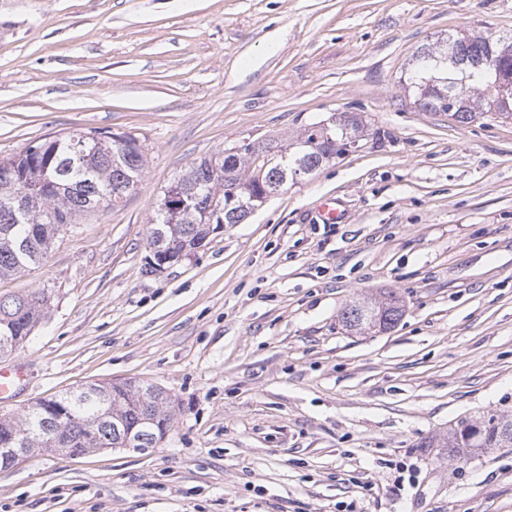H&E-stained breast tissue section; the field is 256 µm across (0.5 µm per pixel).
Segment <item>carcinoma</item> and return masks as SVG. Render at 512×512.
<instances>
[{"mask_svg": "<svg viewBox=\"0 0 512 512\" xmlns=\"http://www.w3.org/2000/svg\"><path fill=\"white\" fill-rule=\"evenodd\" d=\"M448 42L461 60L480 62L493 56L500 58L504 67H512V34L494 38L489 33L450 35ZM419 54L423 61L411 67L407 87L423 111L446 114L460 124L484 116L512 120V99L505 102L499 98L493 75L473 72L463 76L453 71L436 45L421 48ZM442 75L455 80L453 95L457 106L451 112L443 97L448 87L429 85L432 78ZM364 130L362 118L343 113L326 124L319 121L308 125L286 144L275 139L253 140L224 149L222 161L211 156L192 163L181 179L203 201H216L215 209L204 219L196 211L172 214L158 208L151 219L148 248L189 256L197 242L214 231L212 225L240 224L248 217L240 201L283 190L281 155L300 162L313 174L360 143ZM78 136L80 133L76 132L45 142L42 161L37 164L31 162L25 150L0 158V199L17 193L24 183L42 184L41 192L28 196L25 221L12 223L0 212V279L42 264L68 227L90 215V201L100 194H110L115 206L123 200L115 194L116 185L122 180L135 184L141 178L147 158L138 139L132 136L131 147L121 155L101 132L102 143L89 160L68 167L72 139ZM47 309L48 298L43 291L0 298V356L20 347ZM403 312L399 296L383 291L346 305L341 321L358 334L383 332L395 327ZM150 388L151 384L140 382L91 384L80 393L41 399L18 418L0 417V469L13 467V458L3 453L6 448H22L26 456L36 449L55 452L64 448L69 457L110 448L113 425L136 431L146 414L155 420L157 435H166L173 425L176 405L167 397L147 396ZM60 411L66 419L59 434L36 429L35 422L43 413ZM446 447L454 453L462 448H512V419L491 412L462 419L448 430Z\"/></svg>", "mask_w": 512, "mask_h": 512, "instance_id": "carcinoma-1", "label": "carcinoma"}]
</instances>
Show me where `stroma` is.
Returning <instances> with one entry per match:
<instances>
[{"mask_svg":"<svg viewBox=\"0 0 512 512\" xmlns=\"http://www.w3.org/2000/svg\"><path fill=\"white\" fill-rule=\"evenodd\" d=\"M469 28L512 33V0H0V158L101 129L147 153L120 205L0 280L49 298L0 416L128 379L178 402L149 451L0 470V512H512V448L442 446L462 418H512V121L418 110L400 82ZM340 112L367 123L357 150L144 274L191 163ZM330 196L342 219L317 222ZM380 288L398 324L347 331Z\"/></svg>","mask_w":512,"mask_h":512,"instance_id":"obj_1","label":"stroma"}]
</instances>
